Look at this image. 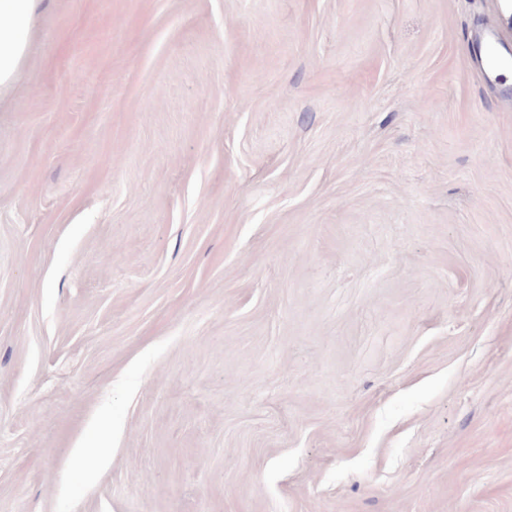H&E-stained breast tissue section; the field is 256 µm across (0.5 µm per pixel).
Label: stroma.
Segmentation results:
<instances>
[{"mask_svg":"<svg viewBox=\"0 0 512 512\" xmlns=\"http://www.w3.org/2000/svg\"><path fill=\"white\" fill-rule=\"evenodd\" d=\"M511 16L46 0L0 100V512H512Z\"/></svg>","mask_w":512,"mask_h":512,"instance_id":"stroma-1","label":"stroma"}]
</instances>
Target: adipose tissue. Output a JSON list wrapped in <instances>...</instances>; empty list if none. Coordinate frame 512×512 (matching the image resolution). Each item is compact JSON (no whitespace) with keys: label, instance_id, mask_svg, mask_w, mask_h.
Instances as JSON below:
<instances>
[{"label":"adipose tissue","instance_id":"ef3b65f1","mask_svg":"<svg viewBox=\"0 0 512 512\" xmlns=\"http://www.w3.org/2000/svg\"><path fill=\"white\" fill-rule=\"evenodd\" d=\"M41 0H0V93L7 92L24 63Z\"/></svg>","mask_w":512,"mask_h":512}]
</instances>
